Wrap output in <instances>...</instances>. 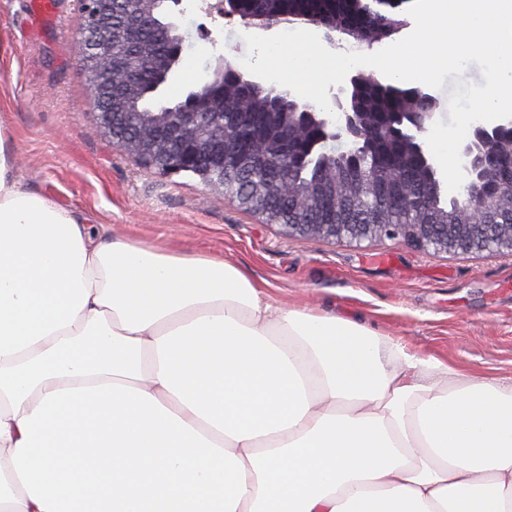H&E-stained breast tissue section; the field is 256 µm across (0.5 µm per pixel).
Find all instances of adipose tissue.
Wrapping results in <instances>:
<instances>
[{"mask_svg":"<svg viewBox=\"0 0 512 512\" xmlns=\"http://www.w3.org/2000/svg\"><path fill=\"white\" fill-rule=\"evenodd\" d=\"M0 129V512H512V382L91 233Z\"/></svg>","mask_w":512,"mask_h":512,"instance_id":"adipose-tissue-1","label":"adipose tissue"}]
</instances>
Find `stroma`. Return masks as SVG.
<instances>
[{
  "label": "stroma",
  "mask_w": 512,
  "mask_h": 512,
  "mask_svg": "<svg viewBox=\"0 0 512 512\" xmlns=\"http://www.w3.org/2000/svg\"><path fill=\"white\" fill-rule=\"evenodd\" d=\"M205 0H182L181 25H206L156 94L184 99L218 59L241 66ZM0 0V126L19 156L17 179L58 206L90 215L113 237L245 267L281 302L352 317L407 350L466 374L512 377V256H450L385 241L364 247L291 237L197 177L143 170L102 135L80 65L77 0Z\"/></svg>",
  "instance_id": "obj_1"
}]
</instances>
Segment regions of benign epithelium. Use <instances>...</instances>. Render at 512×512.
I'll list each match as a JSON object with an SVG mask.
<instances>
[{
    "instance_id": "1",
    "label": "benign epithelium",
    "mask_w": 512,
    "mask_h": 512,
    "mask_svg": "<svg viewBox=\"0 0 512 512\" xmlns=\"http://www.w3.org/2000/svg\"><path fill=\"white\" fill-rule=\"evenodd\" d=\"M140 15L136 24L125 28L122 39L138 44L145 29L152 31L148 41L151 50L145 57L158 58L155 70L116 62L112 44L116 35L112 27V0H79L86 68L94 73L90 89L91 105L98 130L112 139L122 153L147 170L166 176L191 174L211 190L224 191V172L230 168L245 177L248 190L229 198L261 217L284 201H294L303 213L297 224H283L290 236L327 241H350L357 244L383 240L398 241L419 250L436 254L494 253L512 255V223L496 224L484 217L488 198L512 200V178L499 183L488 180L490 168L497 164V145L512 139V118L492 126L476 127L460 148L464 181L458 198L471 197L475 203L467 224H338L328 221L336 216V187L327 184L304 196L295 187L294 169L299 161L315 157L314 148L333 138L345 148L346 161L353 162L367 150L373 138L392 135L411 143L420 153L429 171L437 174L434 163L426 155L425 136L431 112H396L381 120L374 112L359 111L355 90L374 78L363 74L350 77V88H338L335 96L340 115L314 112L307 104L291 102L292 111L276 113L277 131L268 141L260 139L247 151H235L227 143L236 138L239 121L226 124L218 120L211 106H224V84L238 90L233 108L244 115L253 103L257 90L273 95L279 89L267 85L254 75H246L230 63L218 60L206 82L204 92L195 91L173 107L165 109L152 123L134 128V115L126 111L124 101L129 92L151 84L156 90L167 81L179 65L183 39L175 11L167 21H155L154 0H139ZM405 0H362L363 6L388 13ZM246 0H221V11L228 20L238 19L244 25L264 32L282 24H305L323 31L324 40L336 45V35L356 36L349 26L325 24L313 12L304 11L276 17L257 15L247 10ZM387 183L400 186L404 168L395 161L383 165Z\"/></svg>"
}]
</instances>
